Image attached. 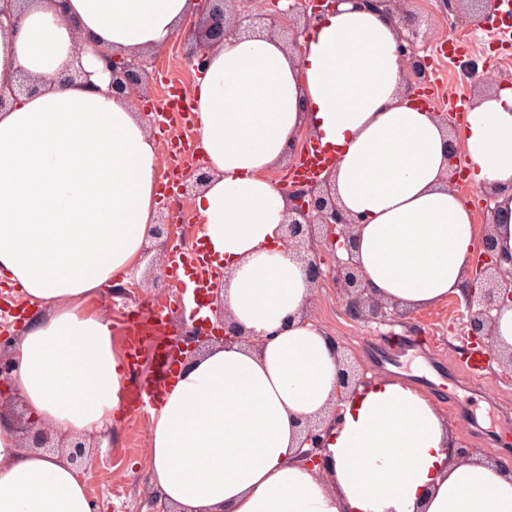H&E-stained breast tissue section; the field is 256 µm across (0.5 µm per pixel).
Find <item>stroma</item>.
I'll use <instances>...</instances> for the list:
<instances>
[{
	"label": "stroma",
	"instance_id": "stroma-1",
	"mask_svg": "<svg viewBox=\"0 0 512 512\" xmlns=\"http://www.w3.org/2000/svg\"><path fill=\"white\" fill-rule=\"evenodd\" d=\"M411 8L427 18L431 34L417 43L419 56L429 62L428 77L411 79L410 84L412 88L431 94L434 111H447L448 95L469 97L473 80L468 73L472 70L479 73L487 69L499 71L506 85L512 87V15L493 12L475 20L449 12L439 0H413ZM450 36L461 46L451 58L440 52L442 41ZM186 47L184 39L179 38L153 52L147 65L153 81L151 96L144 102L146 108L160 107L174 90L184 98H191L196 79L183 65ZM159 205L184 227L180 250L192 249L200 229L193 198L167 189L160 197ZM318 255L327 275L315 287L311 315L345 347L359 364L365 380L386 375L369 353L372 341L378 336L430 337L431 344L426 353L412 358L407 373L402 376L408 383L427 371L429 359H440L454 368L466 356L468 344L454 301L409 311L392 325L352 321L345 312L335 281L328 275L335 263L331 252L322 245ZM157 276L156 286L126 294L114 293L109 287L100 289L97 304L112 320V343L116 350L124 348L123 327L127 320L135 317L148 303L153 305L156 314L157 335L174 339L191 328L193 320L176 293L171 268L158 269ZM456 398L466 403L473 415L469 423L448 416V424L458 443L479 449L483 458L490 462L511 467L512 426L501 425L500 416L506 412L512 414V373L490 366L483 394L473 395L461 390ZM149 434V414L131 408L98 437L97 459L87 476L95 512H153L154 489L149 482L147 459Z\"/></svg>",
	"mask_w": 512,
	"mask_h": 512
}]
</instances>
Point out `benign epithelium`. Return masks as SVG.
I'll return each mask as SVG.
<instances>
[{
  "label": "benign epithelium",
  "instance_id": "7a95c632",
  "mask_svg": "<svg viewBox=\"0 0 512 512\" xmlns=\"http://www.w3.org/2000/svg\"><path fill=\"white\" fill-rule=\"evenodd\" d=\"M364 7L378 11L387 17L399 16V49L410 71L416 78L427 77V62L416 51L418 39L424 35L422 16L405 9L406 0H359ZM448 11L473 13L492 11L494 0H443ZM336 0H294L288 12L271 13L256 9L246 0H198L195 15L186 23V37L190 48L184 56L188 69L201 75L207 66L210 48L224 42L230 36L246 34L257 28L280 38L290 47H296L300 29L309 26L321 13L333 6ZM83 43L77 42L74 56L78 66L58 77L62 84L87 82L88 73L81 66ZM105 70L110 73L111 91L114 97L128 98L133 94L150 93L149 72L137 57H117L101 54ZM38 89L37 80L28 74L19 75L15 87L7 94L0 92V110ZM211 178V173L202 164L190 169L182 184L184 194L202 188ZM287 217L283 224L288 251L304 264L311 285L324 277L321 263L315 256V246L327 244L333 253L343 249L347 257H335L333 278L340 288L345 311L350 319L361 322L395 323L405 311L393 304L375 299L366 293L362 275L353 255L352 229L355 220L340 208L331 192L330 177L325 175L315 181L295 182L286 191ZM178 226L171 223L170 216L160 213L153 226L152 238L170 240ZM505 306H512V253L498 248L491 231V224H484L482 252L475 264L473 287L467 289L463 299L457 301L464 334L472 343L482 345L490 359L505 371H512V346L501 342L496 336V313ZM218 339L224 346L261 342V339L242 330L233 322H224V327L196 325L189 334L178 340V349L183 355H192L201 345ZM337 362V395L328 415L306 421L299 446L302 461L319 465L325 450L324 424L340 415V403L361 385L356 366L348 361L335 337H329ZM17 424L23 430L24 448L68 449L67 459L79 473L89 471V444L77 438L52 444V433L44 427L33 426L23 420L9 407Z\"/></svg>",
  "mask_w": 512,
  "mask_h": 512
}]
</instances>
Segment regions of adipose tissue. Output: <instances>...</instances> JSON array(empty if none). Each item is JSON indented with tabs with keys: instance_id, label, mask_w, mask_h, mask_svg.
Masks as SVG:
<instances>
[{
	"instance_id": "obj_1",
	"label": "adipose tissue",
	"mask_w": 512,
	"mask_h": 512,
	"mask_svg": "<svg viewBox=\"0 0 512 512\" xmlns=\"http://www.w3.org/2000/svg\"><path fill=\"white\" fill-rule=\"evenodd\" d=\"M196 0H33L0 27V90L37 91L0 110V278L43 315L10 351L0 394L31 422L75 438L105 431L128 371L94 301L128 281L156 220V144L113 97L97 50L154 52L183 32ZM90 50L75 58L76 31ZM299 50L257 32L211 49L195 89L194 141L211 178L194 203L216 266L233 270L227 318L261 351L214 346L179 365L151 412L152 486L177 512H512V469L458 459L436 403L391 379L361 387L329 429L324 465L299 457L305 422L336 399L326 330L304 319L314 289L284 249L283 186L270 171L308 137L332 155L338 204L357 220L365 287L411 310L463 296L476 215L448 181V136L406 89L395 21L338 0ZM82 63L90 84L59 83ZM473 189L496 195L493 233L512 251V88L475 97L453 136ZM0 414V512H93L69 461L22 448ZM38 89V83L35 78L28 74H20L15 87L11 88L8 94L0 92V110L12 105L20 96H27Z\"/></svg>"
}]
</instances>
